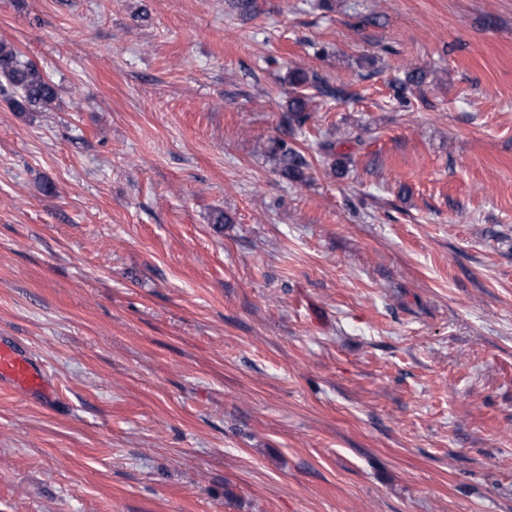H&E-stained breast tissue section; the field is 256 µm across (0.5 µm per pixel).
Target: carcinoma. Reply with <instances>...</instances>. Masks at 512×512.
Wrapping results in <instances>:
<instances>
[{"label": "carcinoma", "instance_id": "carcinoma-1", "mask_svg": "<svg viewBox=\"0 0 512 512\" xmlns=\"http://www.w3.org/2000/svg\"><path fill=\"white\" fill-rule=\"evenodd\" d=\"M0 94L9 97L14 111L22 113L49 112L59 98L53 80L17 47L3 40L0 41ZM307 107L304 97H293L288 104V119L307 120ZM271 150L279 155L283 172L288 176L300 175L301 169L307 166L305 156L284 141L274 142Z\"/></svg>", "mask_w": 512, "mask_h": 512}]
</instances>
